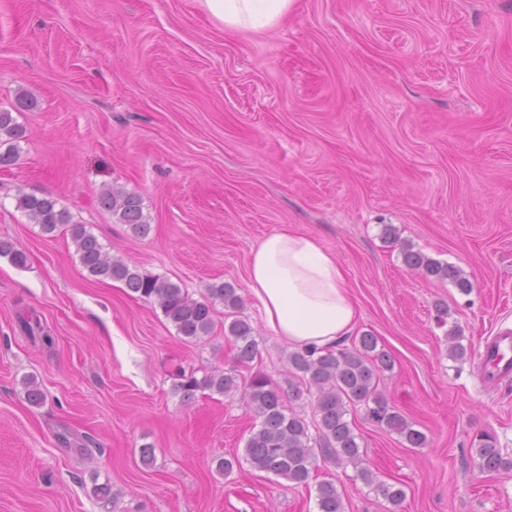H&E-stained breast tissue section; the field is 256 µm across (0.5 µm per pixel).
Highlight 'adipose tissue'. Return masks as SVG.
I'll use <instances>...</instances> for the list:
<instances>
[{"instance_id":"obj_1","label":"adipose tissue","mask_w":512,"mask_h":512,"mask_svg":"<svg viewBox=\"0 0 512 512\" xmlns=\"http://www.w3.org/2000/svg\"><path fill=\"white\" fill-rule=\"evenodd\" d=\"M292 0H202L208 13L234 30L277 25ZM246 285L268 330L288 345L319 351L348 336L358 317L335 256L308 235L285 227L251 252Z\"/></svg>"}]
</instances>
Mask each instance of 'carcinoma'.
Returning a JSON list of instances; mask_svg holds the SVG:
<instances>
[{"label": "carcinoma", "mask_w": 512, "mask_h": 512, "mask_svg": "<svg viewBox=\"0 0 512 512\" xmlns=\"http://www.w3.org/2000/svg\"><path fill=\"white\" fill-rule=\"evenodd\" d=\"M24 138L25 129L12 113L0 110V168L16 162L19 143ZM15 200L16 208L25 212L45 233L51 234L69 226L80 263L90 275L101 281H120L139 297L156 301L177 335L185 340L200 341L210 335L215 302H222L234 313L243 307L238 289L230 283H213L208 286L206 296L194 299L179 284L112 257L84 225L71 223L69 213L59 207L58 200L50 194L37 196L20 191ZM99 204L111 212L117 223L128 225L135 235H148L150 224L144 215L140 195L110 187L100 194ZM403 255L407 266L439 279H453L461 291H470V281L460 277L454 267L410 248L403 249ZM0 256L9 257L19 267L27 262L25 253L6 240H0ZM227 331L234 345L233 365L200 376L195 371L188 373L179 367L174 372V390L185 400L193 398L198 391L224 395L242 390L247 406L259 420L245 444L246 459L256 469L295 484H304L315 466V450L318 449L336 466H352L366 485L374 487V491L393 507H400L405 499L404 490L375 479L364 465L358 435L348 419L351 409L362 406L371 421L401 435L408 447L423 448L426 445L425 434L395 411L378 389V374L393 370L394 360L388 352L378 348L377 338L364 334L350 347L328 349L322 353L305 348L290 352L288 362L293 373L285 388L259 371L239 380L238 369L248 366L259 353L258 341L254 327L244 318H234ZM462 339L457 329L448 331L449 357L461 360L466 356L467 348ZM306 394L314 402L312 426L285 404L287 399L299 401ZM25 395L33 406L44 401V392L33 378L25 382ZM312 427L316 430L314 435L310 432ZM474 454L483 471L512 470V458L503 455L495 437L489 434L479 436ZM317 506L318 512H343L342 496L334 483H319Z\"/></svg>", "instance_id": "obj_1"}]
</instances>
